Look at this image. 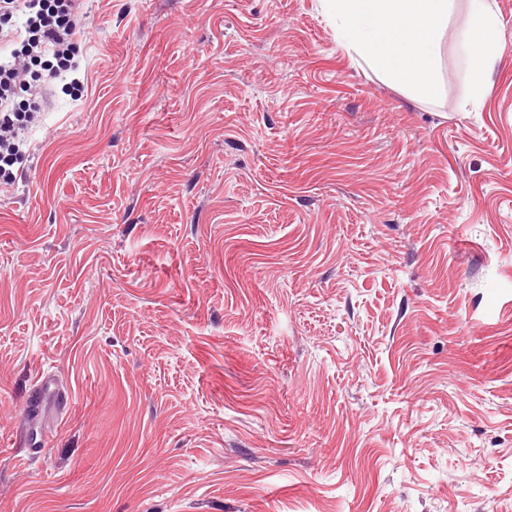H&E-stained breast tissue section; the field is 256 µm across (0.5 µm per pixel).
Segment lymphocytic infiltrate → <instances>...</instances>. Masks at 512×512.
Instances as JSON below:
<instances>
[{
    "instance_id": "f902f5d3",
    "label": "lymphocytic infiltrate",
    "mask_w": 512,
    "mask_h": 512,
    "mask_svg": "<svg viewBox=\"0 0 512 512\" xmlns=\"http://www.w3.org/2000/svg\"><path fill=\"white\" fill-rule=\"evenodd\" d=\"M79 0H0V182L13 181L22 135L40 114L45 88L34 67L63 79L79 69Z\"/></svg>"
}]
</instances>
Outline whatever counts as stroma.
<instances>
[{
	"mask_svg": "<svg viewBox=\"0 0 512 512\" xmlns=\"http://www.w3.org/2000/svg\"><path fill=\"white\" fill-rule=\"evenodd\" d=\"M495 2L467 109L469 0L432 101L320 0H82L0 185V512H512ZM469 29L460 40L468 60L467 80L471 94L464 107L479 105L488 90V76L500 55L499 19L490 1L470 0Z\"/></svg>",
	"mask_w": 512,
	"mask_h": 512,
	"instance_id": "35a3bbf8",
	"label": "stroma"
}]
</instances>
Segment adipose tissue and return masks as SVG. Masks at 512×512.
<instances>
[{
    "mask_svg": "<svg viewBox=\"0 0 512 512\" xmlns=\"http://www.w3.org/2000/svg\"><path fill=\"white\" fill-rule=\"evenodd\" d=\"M358 66L403 84L411 99L437 97L436 57L452 0H321ZM468 60L469 105H479L500 55L499 19L490 0H471L469 29L460 40Z\"/></svg>",
    "mask_w": 512,
    "mask_h": 512,
    "instance_id": "adipose-tissue-1",
    "label": "adipose tissue"
}]
</instances>
